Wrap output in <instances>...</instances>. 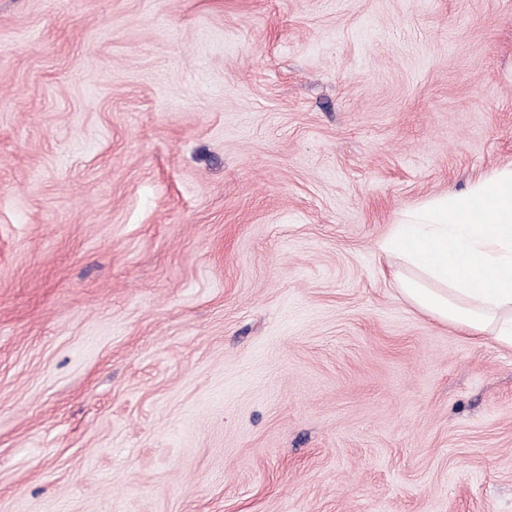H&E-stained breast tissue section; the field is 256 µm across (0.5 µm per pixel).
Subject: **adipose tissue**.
<instances>
[{"label":"adipose tissue","instance_id":"adipose-tissue-1","mask_svg":"<svg viewBox=\"0 0 512 512\" xmlns=\"http://www.w3.org/2000/svg\"><path fill=\"white\" fill-rule=\"evenodd\" d=\"M379 248L406 302L512 347V164L404 214Z\"/></svg>","mask_w":512,"mask_h":512}]
</instances>
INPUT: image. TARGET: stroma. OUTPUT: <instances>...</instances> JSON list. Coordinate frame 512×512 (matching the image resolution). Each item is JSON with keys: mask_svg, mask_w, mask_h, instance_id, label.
<instances>
[{"mask_svg": "<svg viewBox=\"0 0 512 512\" xmlns=\"http://www.w3.org/2000/svg\"><path fill=\"white\" fill-rule=\"evenodd\" d=\"M508 163L512 0H0V512H512L378 251Z\"/></svg>", "mask_w": 512, "mask_h": 512, "instance_id": "1", "label": "stroma"}]
</instances>
